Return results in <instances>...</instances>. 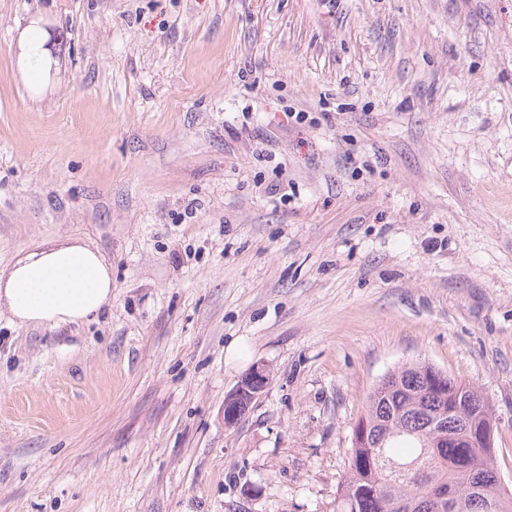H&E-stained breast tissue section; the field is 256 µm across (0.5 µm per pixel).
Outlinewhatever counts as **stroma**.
Returning a JSON list of instances; mask_svg holds the SVG:
<instances>
[{"mask_svg":"<svg viewBox=\"0 0 512 512\" xmlns=\"http://www.w3.org/2000/svg\"><path fill=\"white\" fill-rule=\"evenodd\" d=\"M66 238L112 304L0 315V512H336L413 361L512 481V0H0V272ZM270 372L263 366L253 368L224 397V426L235 427L250 411L266 388Z\"/></svg>","mask_w":512,"mask_h":512,"instance_id":"35a3bbf8","label":"stroma"}]
</instances>
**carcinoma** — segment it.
<instances>
[{
  "instance_id": "cac0c4a2",
  "label": "carcinoma",
  "mask_w": 512,
  "mask_h": 512,
  "mask_svg": "<svg viewBox=\"0 0 512 512\" xmlns=\"http://www.w3.org/2000/svg\"><path fill=\"white\" fill-rule=\"evenodd\" d=\"M416 362L391 373L388 392L374 388L352 427V448L338 512H437L441 493L464 512H512V490L501 481L496 448H474L453 436L457 423L485 421L475 386ZM500 488L490 508L474 488Z\"/></svg>"
}]
</instances>
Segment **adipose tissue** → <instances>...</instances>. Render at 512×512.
Masks as SVG:
<instances>
[{"instance_id": "adipose-tissue-1", "label": "adipose tissue", "mask_w": 512, "mask_h": 512, "mask_svg": "<svg viewBox=\"0 0 512 512\" xmlns=\"http://www.w3.org/2000/svg\"><path fill=\"white\" fill-rule=\"evenodd\" d=\"M112 303V266L80 240L53 241L0 274V309L18 325L79 324Z\"/></svg>"}]
</instances>
